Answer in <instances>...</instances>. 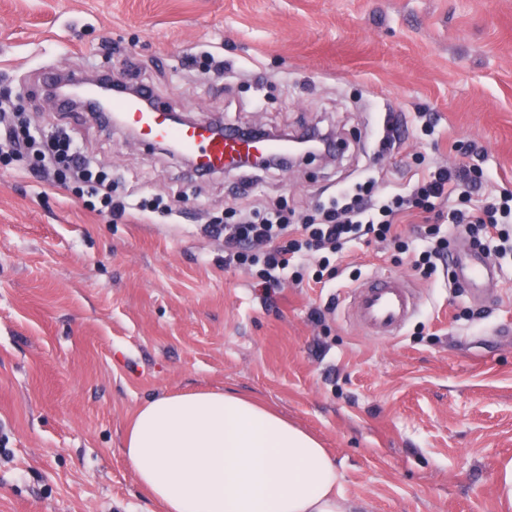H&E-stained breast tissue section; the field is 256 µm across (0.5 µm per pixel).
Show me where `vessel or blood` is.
I'll return each mask as SVG.
<instances>
[{
    "label": "vessel or blood",
    "instance_id": "b4317fda",
    "mask_svg": "<svg viewBox=\"0 0 512 512\" xmlns=\"http://www.w3.org/2000/svg\"><path fill=\"white\" fill-rule=\"evenodd\" d=\"M111 111L121 113L134 127L142 142L177 144L194 159L197 173L224 170L232 157L253 152H270L276 144L268 137L245 135L234 130L215 133L207 125L175 126L168 122V110L160 100H153L151 110H142L138 102L123 95L113 96ZM448 265L454 281L468 288L471 295H486L497 278V271L479 250L453 253ZM419 297L413 285L404 279L375 272L356 284L350 295L353 321L370 335L396 338L416 314Z\"/></svg>",
    "mask_w": 512,
    "mask_h": 512
}]
</instances>
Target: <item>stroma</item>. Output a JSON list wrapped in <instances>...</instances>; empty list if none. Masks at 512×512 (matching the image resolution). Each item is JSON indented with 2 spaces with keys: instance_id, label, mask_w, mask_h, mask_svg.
Instances as JSON below:
<instances>
[{
  "instance_id": "35a3bbf8",
  "label": "stroma",
  "mask_w": 512,
  "mask_h": 512,
  "mask_svg": "<svg viewBox=\"0 0 512 512\" xmlns=\"http://www.w3.org/2000/svg\"><path fill=\"white\" fill-rule=\"evenodd\" d=\"M203 52L223 73L188 66ZM50 65L109 69L198 123L315 125L344 148L332 164L196 181L91 113L49 111ZM0 94L173 207L115 222L28 176V160L0 171V512H161L125 462V428L147 400L193 389L258 397L316 435L356 512H512L499 492L511 252L490 243L498 280L484 301L362 242L330 287L267 291L225 268L223 238L204 232L232 211L305 210L367 169L407 182L420 153L453 166L478 148L512 189V0H0ZM390 112L407 132L382 154ZM377 270L420 294L392 341L348 318L353 273Z\"/></svg>"
}]
</instances>
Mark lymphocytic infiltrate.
I'll list each match as a JSON object with an SVG mask.
<instances>
[{
    "label": "lymphocytic infiltrate",
    "mask_w": 512,
    "mask_h": 512,
    "mask_svg": "<svg viewBox=\"0 0 512 512\" xmlns=\"http://www.w3.org/2000/svg\"><path fill=\"white\" fill-rule=\"evenodd\" d=\"M34 155L35 166H59V178L73 176L87 184V209L109 214L118 220L129 212H158L161 203L149 192L140 195H113L108 190V174L99 171L85 155L81 144L66 130H58L49 143H42L38 131L18 119L0 122V169L16 158ZM492 174L481 163L459 169L431 165L422 169L412 184L394 187L380 185L371 173L351 187L319 202L302 215L284 210H255L237 221L225 223L224 264L254 270L260 287H280L285 280L302 282L305 263L316 259L314 283L334 279L333 256L350 245L377 241L392 246L404 256L423 279L447 271L448 254L456 234L469 237L475 249L498 236L512 243V190L481 202L474 192L491 182ZM448 212L441 222L421 225L417 239L404 238L398 226L403 217L434 212L440 203Z\"/></svg>",
    "instance_id": "lymphocytic-infiltrate-1"
}]
</instances>
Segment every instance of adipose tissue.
Masks as SVG:
<instances>
[{
  "mask_svg": "<svg viewBox=\"0 0 512 512\" xmlns=\"http://www.w3.org/2000/svg\"><path fill=\"white\" fill-rule=\"evenodd\" d=\"M124 453L164 512H352L321 442L234 392L153 397L133 414Z\"/></svg>",
  "mask_w": 512,
  "mask_h": 512,
  "instance_id": "1",
  "label": "adipose tissue"
}]
</instances>
